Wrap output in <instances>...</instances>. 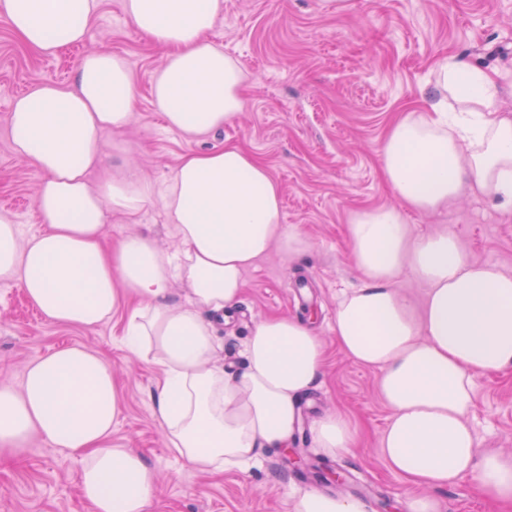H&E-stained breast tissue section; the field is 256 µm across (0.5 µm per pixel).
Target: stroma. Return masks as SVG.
<instances>
[{
  "label": "stroma",
  "mask_w": 512,
  "mask_h": 512,
  "mask_svg": "<svg viewBox=\"0 0 512 512\" xmlns=\"http://www.w3.org/2000/svg\"><path fill=\"white\" fill-rule=\"evenodd\" d=\"M210 38L249 75L243 110L224 129L189 138L167 126L151 95L165 50L126 20L122 0H98L85 44L54 57L26 48L0 18V214L25 238L42 224L35 205L40 174L12 149L14 99L39 83L70 82L87 50L123 56L135 110L122 133L103 139L110 163L130 165L159 185L182 154L235 143L280 183L284 221L298 228L306 248L293 257L272 249L246 272L235 320H213L223 343L219 360L241 364L244 338L261 319L303 320L325 352L304 418L342 414L354 430L350 447L326 455L304 430L294 443L298 462L270 448L249 471L200 473L166 446L154 414L158 371L126 349L125 315L92 328L56 324L12 282H0V386L19 387L27 365L51 350L81 345L103 356L123 401L111 445L135 450L153 471L149 512H284L293 494L310 488L362 499L369 512H409L421 490L382 459L390 410L375 392L377 373L348 360L333 333L338 301L359 283L347 226L360 210L397 205L380 150L391 122L419 105L438 58L460 54L498 73V105L512 114V0H224ZM407 220L414 234L450 232L471 260L512 273V212L496 200L468 194L443 212L411 213ZM107 229L113 238L144 232L159 246L171 243L157 204L135 224L112 215ZM472 423L479 450L512 453V369L475 377ZM81 472L80 460L31 442L0 462V512H92L80 493ZM436 496L446 512H498L467 478Z\"/></svg>",
  "instance_id": "obj_1"
}]
</instances>
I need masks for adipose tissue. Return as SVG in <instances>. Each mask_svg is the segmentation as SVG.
Instances as JSON below:
<instances>
[{"label":"adipose tissue","mask_w":512,"mask_h":512,"mask_svg":"<svg viewBox=\"0 0 512 512\" xmlns=\"http://www.w3.org/2000/svg\"><path fill=\"white\" fill-rule=\"evenodd\" d=\"M97 0H0V18L39 52L84 43ZM224 0H123L135 28L167 50L152 96L167 126L188 135L219 130L243 108L248 76L209 38ZM496 77L461 56L438 59L423 106L396 120L380 154L395 207L358 212L347 236L360 283L336 307L343 354L377 371L376 393L392 415L381 437L391 472L419 488L472 478L479 495L512 512V456L479 452L470 421L473 378L512 368V274L472 261L448 232L415 235L410 212H440L466 193L512 208V118L500 114ZM135 88L125 58L87 51L72 82L43 83L17 97L8 119L17 159L41 174L38 233L22 237L0 215V281L17 282L53 323L91 328L126 310L128 350L160 376L154 409L169 448L192 468L248 470L262 449L288 448L301 429V401L324 363L319 336L296 318L256 323L245 365L216 364L212 315L240 302L246 272L272 248L296 254L301 233L283 222L270 170L234 143L179 157L163 186L132 172L91 186L101 142L130 123ZM158 203L175 237L110 239L111 214L135 218ZM412 276L422 301L400 291ZM186 303L167 298L173 284ZM122 413L111 365L79 347L31 362L21 389L0 387V459L31 439L83 460L81 491L93 512H146L152 470L110 446ZM316 447L333 455L353 440L340 414L316 419ZM286 512H368L367 504L310 489Z\"/></svg>","instance_id":"1"}]
</instances>
